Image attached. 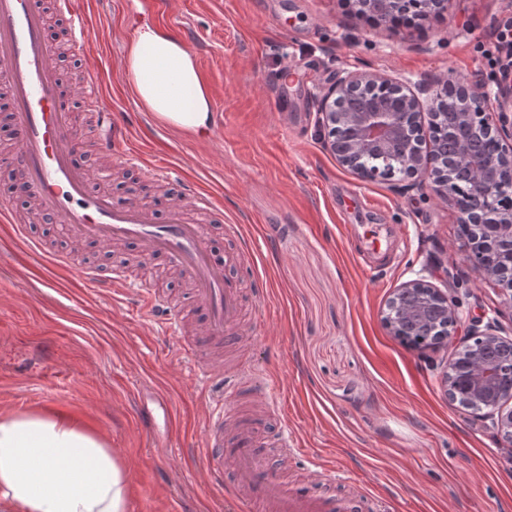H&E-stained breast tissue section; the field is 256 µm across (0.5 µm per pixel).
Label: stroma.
Listing matches in <instances>:
<instances>
[{
  "mask_svg": "<svg viewBox=\"0 0 512 512\" xmlns=\"http://www.w3.org/2000/svg\"><path fill=\"white\" fill-rule=\"evenodd\" d=\"M86 9L104 96L123 112L144 162L125 167L93 146L82 162L99 173V187L160 218L172 188L151 169L176 168L215 197L226 225L244 227L269 281L266 297L246 295L242 331L288 421L284 448L274 445L275 421L266 423L270 464L314 491L354 498L362 512H372L373 494L401 512H512V452L445 396L456 347L423 357L382 323L403 281L438 283L427 264L433 243L446 265H461L467 240L454 207L362 181L316 132L320 97L347 70L489 84L476 45L512 13V0H448L425 24L395 26L369 21L346 0H172L167 31L193 33L187 48L213 105L203 137L158 123L123 78L127 45L152 24L153 4L86 0ZM283 71L292 82L279 80ZM30 235L72 252L76 266L53 267L0 223V410L59 412L98 431L128 464L130 512H243L197 471L205 415L176 337L143 323L132 295L85 288L76 270H112L115 257L142 247L76 245L63 224H36ZM376 236L388 251L368 265L357 248ZM131 272L177 302L190 299L165 257ZM459 296L465 317L505 302L475 275ZM149 393L169 407L147 434L136 417Z\"/></svg>",
  "mask_w": 512,
  "mask_h": 512,
  "instance_id": "1",
  "label": "stroma"
}]
</instances>
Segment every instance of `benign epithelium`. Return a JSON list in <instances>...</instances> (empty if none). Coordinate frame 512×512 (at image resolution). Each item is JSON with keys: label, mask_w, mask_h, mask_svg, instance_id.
Here are the masks:
<instances>
[{"label": "benign epithelium", "mask_w": 512, "mask_h": 512, "mask_svg": "<svg viewBox=\"0 0 512 512\" xmlns=\"http://www.w3.org/2000/svg\"><path fill=\"white\" fill-rule=\"evenodd\" d=\"M357 9L381 23H392L408 17L425 21L448 9V0H355ZM452 80L402 83L363 70H348L329 86L320 104L317 128L323 132V145L339 163L364 181H385L397 193L430 190L453 202L458 223L472 224L479 233L469 239L465 262L478 277L497 283L508 297V307L492 317L473 316L463 334L459 299L454 292H444L422 279L403 282L386 305L383 323L390 334L400 338L405 323L433 330L440 326L441 344L456 343L467 353L463 362L448 363L443 377L448 400L458 401L465 391L468 406L476 420L489 424L493 439L501 448L512 447V387L500 386V377L512 374V361L502 362L497 354L512 351V205L503 206L500 199L512 197V80L499 81L496 90H473L460 84L448 90ZM381 90L390 96L383 107L372 112L346 109L347 101L367 90ZM499 102L496 110L487 103ZM429 105L433 122L448 124V107L455 110L457 123L481 125L493 139L497 167L504 172L499 182V195L485 186L483 172L477 167L464 168L459 154H448L441 142L408 137L407 129L415 124L418 112ZM456 170L469 178L472 193L464 201L449 189L448 171ZM428 264L449 276L444 264V248L435 243L428 253ZM508 320L511 327L503 325Z\"/></svg>", "instance_id": "7a95c632"}]
</instances>
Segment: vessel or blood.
<instances>
[{
  "mask_svg": "<svg viewBox=\"0 0 512 512\" xmlns=\"http://www.w3.org/2000/svg\"><path fill=\"white\" fill-rule=\"evenodd\" d=\"M66 22L67 38L76 50H85L89 21L85 0H55L54 13H47L44 0H0V88L7 100L6 122L14 132V164L32 201L29 211H16L7 199H0V222L13 225L19 235L46 218L69 227L76 240L93 239L103 244L139 240L146 253H161L192 283L195 300L204 306L208 319L194 337L179 342L186 359L198 369L200 381L220 383L228 402L209 401L200 456L216 491L227 492L245 505L247 512H353L354 503L345 498L316 495L297 490L282 481L261 452L260 437L264 413L279 409L268 379L253 373L251 363L241 360L233 370L223 363L203 360L202 349L220 354L233 343L242 319V288L239 278L230 276L215 263L206 246L207 231L195 221V214L211 213L223 222L214 197L178 172L154 169L157 180L179 184L167 217L157 221L143 203L118 199L94 187L93 174L75 163L84 149L73 134L69 96L86 101L88 115L99 130L101 153L119 162H138L128 147L129 135L116 125L111 107L102 99L100 69L85 58L74 90H66L57 73L53 49L46 31L53 17ZM238 263L249 275L254 293L264 297L268 282L258 270L256 254L241 231H234ZM86 287L111 291L120 283L125 292L137 296L141 312L155 325L177 334V320L161 292L143 287L132 275L112 281L92 268L82 269Z\"/></svg>",
  "mask_w": 512,
  "mask_h": 512,
  "instance_id": "obj_1",
  "label": "vessel or blood"
}]
</instances>
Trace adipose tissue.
<instances>
[{"label":"adipose tissue","mask_w":512,"mask_h":512,"mask_svg":"<svg viewBox=\"0 0 512 512\" xmlns=\"http://www.w3.org/2000/svg\"><path fill=\"white\" fill-rule=\"evenodd\" d=\"M123 74L140 103L178 131L208 133L210 98L195 56L146 26ZM0 512H130L128 467L96 431L52 413L0 411Z\"/></svg>","instance_id":"obj_1"}]
</instances>
